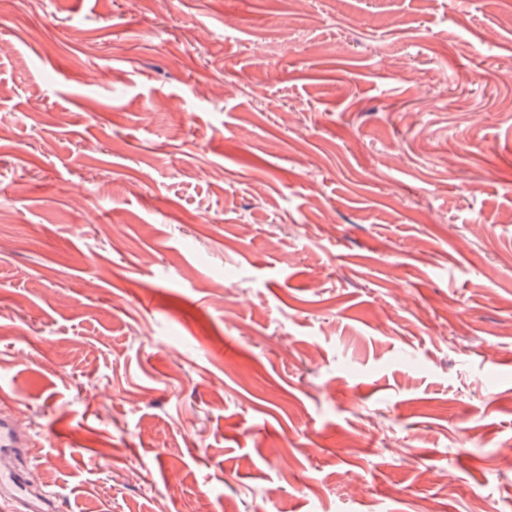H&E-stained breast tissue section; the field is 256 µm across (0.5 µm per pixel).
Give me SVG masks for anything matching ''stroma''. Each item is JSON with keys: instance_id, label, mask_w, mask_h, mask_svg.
Here are the masks:
<instances>
[{"instance_id": "35a3bbf8", "label": "stroma", "mask_w": 512, "mask_h": 512, "mask_svg": "<svg viewBox=\"0 0 512 512\" xmlns=\"http://www.w3.org/2000/svg\"><path fill=\"white\" fill-rule=\"evenodd\" d=\"M10 14L0 409L63 512H512V0Z\"/></svg>"}]
</instances>
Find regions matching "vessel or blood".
<instances>
[{
	"label": "vessel or blood",
	"mask_w": 512,
	"mask_h": 512,
	"mask_svg": "<svg viewBox=\"0 0 512 512\" xmlns=\"http://www.w3.org/2000/svg\"><path fill=\"white\" fill-rule=\"evenodd\" d=\"M29 437L14 414H0V500L19 507L20 512H58L57 502L33 490L15 460L27 448Z\"/></svg>",
	"instance_id": "obj_1"
}]
</instances>
